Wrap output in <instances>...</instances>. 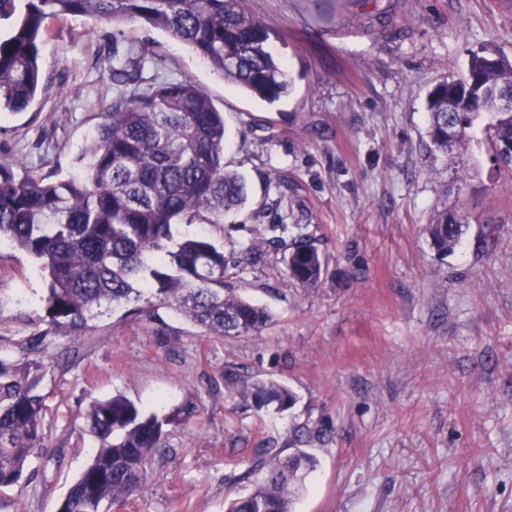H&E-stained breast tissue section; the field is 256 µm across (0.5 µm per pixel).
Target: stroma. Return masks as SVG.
Segmentation results:
<instances>
[{"instance_id":"obj_1","label":"stroma","mask_w":512,"mask_h":512,"mask_svg":"<svg viewBox=\"0 0 512 512\" xmlns=\"http://www.w3.org/2000/svg\"><path fill=\"white\" fill-rule=\"evenodd\" d=\"M268 23L291 94L270 104L224 81L190 47L139 22L75 17L40 49L45 94L0 113V163L65 178L116 93L106 59L136 48L143 81L192 78L224 114V163L248 201L218 224L176 226L225 253L260 242L226 287L273 315L261 334L208 336L164 305L111 308L84 334L53 335L43 450L0 512H57L97 447L92 401L121 394L167 422L150 488L109 512H226L258 448L313 454L294 512H512V169L484 120L441 156L425 99L470 51L512 59V0H245ZM463 184H456V177ZM466 230L447 257L426 227L437 208ZM326 272L288 275L298 235ZM46 281L0 248V352L44 330ZM297 396L282 413L245 405L240 380ZM326 429L324 440L307 433Z\"/></svg>"}]
</instances>
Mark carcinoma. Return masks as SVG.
I'll return each mask as SVG.
<instances>
[{
    "mask_svg": "<svg viewBox=\"0 0 512 512\" xmlns=\"http://www.w3.org/2000/svg\"><path fill=\"white\" fill-rule=\"evenodd\" d=\"M100 22L138 21L187 44L224 80L272 104L288 96L292 82L269 49L275 35L249 15L243 0H0V21H12L0 37V112H22L43 87L40 45L51 24L68 17ZM487 48L470 52L458 79L457 115L462 128L448 136V81L426 96L427 135L434 150L448 153L468 140L487 115L493 159L512 167V111L498 108L497 93L512 89V61ZM145 56L112 55V79L120 86L103 121L84 149L79 173L51 180L0 165V242L29 255L47 282L51 329L78 336L103 309L146 295L175 307L214 336L261 333L267 309L224 287L230 258L202 236L177 238L174 226L219 218L247 200L244 178L224 165V115L188 78L139 89ZM446 255L459 245L463 225L436 213L427 229ZM289 277L317 286L324 264L318 249L298 237L288 255ZM45 331L18 344L15 358L0 355V493L22 478L44 441L47 366ZM240 398L258 410H288L296 395L273 378L245 381ZM86 418L98 448L70 486L57 512H104V507L148 489L150 465L164 448L167 419L146 416L122 395L95 400ZM317 461L298 450L284 455L259 448L247 480L262 478L230 502L228 512H292L294 499Z\"/></svg>",
    "mask_w": 512,
    "mask_h": 512,
    "instance_id": "1",
    "label": "carcinoma"
}]
</instances>
